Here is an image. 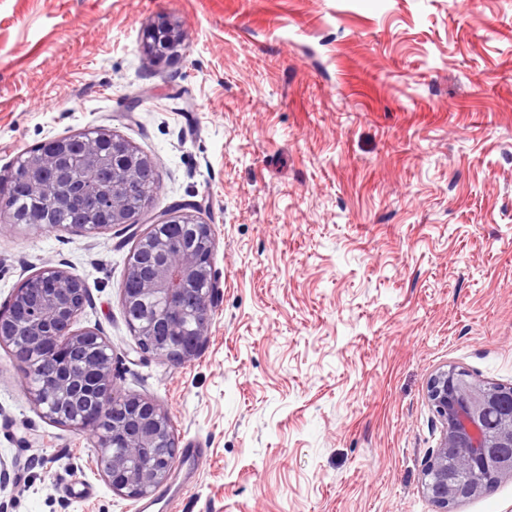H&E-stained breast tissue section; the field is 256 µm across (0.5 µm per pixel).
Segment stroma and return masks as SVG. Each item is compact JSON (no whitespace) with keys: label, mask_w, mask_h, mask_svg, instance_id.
<instances>
[{"label":"stroma","mask_w":512,"mask_h":512,"mask_svg":"<svg viewBox=\"0 0 512 512\" xmlns=\"http://www.w3.org/2000/svg\"><path fill=\"white\" fill-rule=\"evenodd\" d=\"M161 21L179 45L157 63ZM98 129L151 159L146 217L194 203L211 227L204 347L140 352L121 305L136 240L112 229L0 215V306L49 265L83 281L77 328L169 413L172 512H434L429 377L512 384V0H0V179ZM95 456L0 347L7 512L160 501L113 493ZM179 38L167 22L153 26L143 41L144 52L156 62L167 61L177 52ZM69 141L65 138H53L49 139L40 146L44 147L45 150L40 152H34L28 157H25L27 164L34 170H52V153L64 151L68 146Z\"/></svg>","instance_id":"35a3bbf8"}]
</instances>
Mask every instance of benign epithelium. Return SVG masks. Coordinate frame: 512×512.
Returning <instances> with one entry per match:
<instances>
[{"label":"benign epithelium","instance_id":"7a95c632","mask_svg":"<svg viewBox=\"0 0 512 512\" xmlns=\"http://www.w3.org/2000/svg\"><path fill=\"white\" fill-rule=\"evenodd\" d=\"M179 38L166 22L153 26L143 41L144 52L163 62L177 52ZM112 142V195L102 207L104 224L74 227L98 234L116 227L137 239L126 262L125 279L136 284L122 289L121 305L143 353L182 363L194 358L208 333L214 297L210 225L198 220L196 205L172 206L159 219L181 234L194 225L189 247L163 253L151 228L142 231L130 220L126 196L138 189L137 170L151 165L148 156L125 138L100 129L91 148ZM68 146L64 138L49 139L44 150L25 158L34 170L52 169V154ZM153 297L156 308L140 313L141 299ZM88 302L83 282L61 266H46L27 279L0 308V347L10 349L28 399L55 423L91 431L97 438L95 467L112 492L132 499L151 496L172 475L177 455L170 416L155 401L118 392L112 381V344L98 329H76ZM196 315L193 335L182 336L187 303ZM448 365L433 373L427 399L440 422V440L427 456L424 490L436 512H451L461 499L486 492L491 481L512 479V385L462 376Z\"/></svg>","mask_w":512,"mask_h":512}]
</instances>
